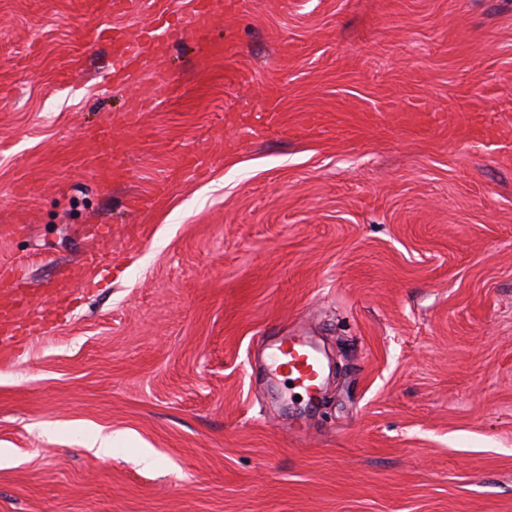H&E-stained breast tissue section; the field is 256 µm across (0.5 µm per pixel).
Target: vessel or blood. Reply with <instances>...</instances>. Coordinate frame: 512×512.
<instances>
[{
	"label": "vessel or blood",
	"mask_w": 512,
	"mask_h": 512,
	"mask_svg": "<svg viewBox=\"0 0 512 512\" xmlns=\"http://www.w3.org/2000/svg\"><path fill=\"white\" fill-rule=\"evenodd\" d=\"M223 8V0H194V18L188 21L176 7L169 6L156 13L151 25L143 27L135 35L118 26L93 22L86 25L84 40L90 44L104 42L111 46L113 62L108 78L116 83H125L134 73L163 56L169 41L190 38L200 43L207 42L208 28L202 25L201 20ZM84 136L94 148L80 157V166L99 184L111 183L117 173L113 158L124 149L121 140L115 136L108 122L86 130ZM17 269L13 262L0 264V289L11 293L10 303L0 306V362L4 364L17 355L22 340L31 331L24 316L29 301L12 289ZM267 368L274 377L293 384L295 389L310 397L318 393L322 384L323 363L319 351L311 337L302 333L292 331L276 337L270 347Z\"/></svg>",
	"instance_id": "1"
}]
</instances>
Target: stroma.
Returning a JSON list of instances; mask_svg holds the SVG:
<instances>
[{"label":"stroma","instance_id":"35a3bbf8","mask_svg":"<svg viewBox=\"0 0 512 512\" xmlns=\"http://www.w3.org/2000/svg\"><path fill=\"white\" fill-rule=\"evenodd\" d=\"M99 20L148 15L0 0V260L73 290L0 366V512H512V0H235L109 88ZM298 325L312 403L259 357ZM84 137L94 144V149L79 159V165L87 170L100 185L112 182L118 173L113 165V158L123 151L122 141L118 139L109 122L101 123L84 132Z\"/></svg>","mask_w":512,"mask_h":512}]
</instances>
